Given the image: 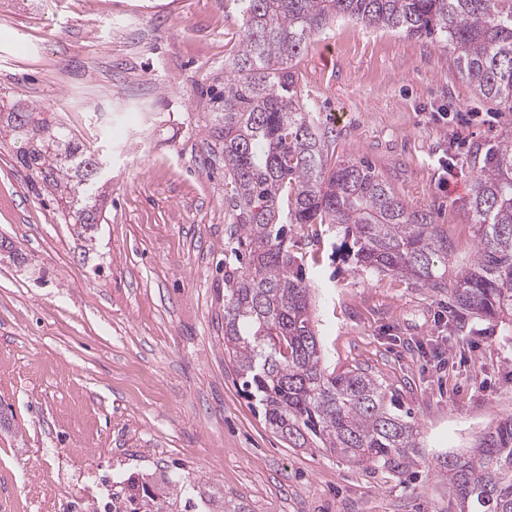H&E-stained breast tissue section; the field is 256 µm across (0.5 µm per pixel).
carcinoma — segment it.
<instances>
[{
  "mask_svg": "<svg viewBox=\"0 0 512 512\" xmlns=\"http://www.w3.org/2000/svg\"><path fill=\"white\" fill-rule=\"evenodd\" d=\"M242 24L224 83L206 101L209 164L224 165L230 224L224 255V355L266 425L290 448L360 470L407 474L422 457L418 424L360 366L327 365L312 318L296 226L328 224L363 271L448 296V321L512 326V134L478 170L465 214L476 251L460 266L431 211L411 209L365 160L335 155L300 104L296 64L338 17L448 45L472 92L512 105V0H237ZM0 138L36 194L93 243L106 191L95 152L40 108L0 106ZM458 512H512V417L461 453L437 458ZM126 512H249L168 470L127 479Z\"/></svg>",
  "mask_w": 512,
  "mask_h": 512,
  "instance_id": "carcinoma-1",
  "label": "carcinoma"
}]
</instances>
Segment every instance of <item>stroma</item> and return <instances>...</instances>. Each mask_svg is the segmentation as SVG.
Instances as JSON below:
<instances>
[{
    "mask_svg": "<svg viewBox=\"0 0 512 512\" xmlns=\"http://www.w3.org/2000/svg\"><path fill=\"white\" fill-rule=\"evenodd\" d=\"M233 0H0V99L52 113L99 147L104 220L83 247L0 143V512H72L95 483L180 469L250 512H456L438 455L512 416V328H448V299L354 270L327 225L299 228L330 366L360 365L423 436L414 474L288 447L224 360V170L209 166L198 93L224 76ZM296 70L336 152L367 160L409 207L475 254L463 209L512 111L477 97L438 42L348 20Z\"/></svg>",
    "mask_w": 512,
    "mask_h": 512,
    "instance_id": "35a3bbf8",
    "label": "stroma"
}]
</instances>
